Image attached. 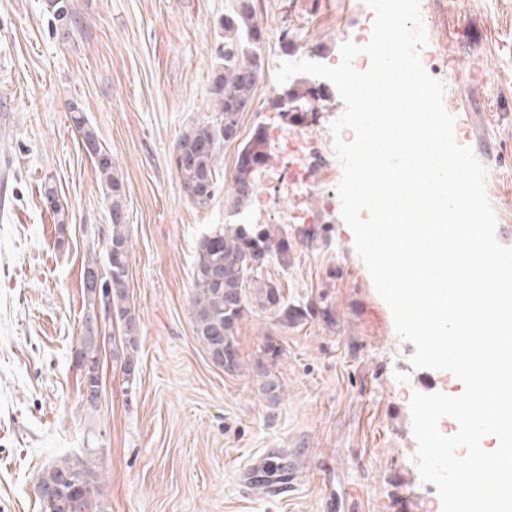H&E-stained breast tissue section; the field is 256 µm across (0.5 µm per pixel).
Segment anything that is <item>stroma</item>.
Masks as SVG:
<instances>
[{"label":"stroma","mask_w":512,"mask_h":512,"mask_svg":"<svg viewBox=\"0 0 512 512\" xmlns=\"http://www.w3.org/2000/svg\"><path fill=\"white\" fill-rule=\"evenodd\" d=\"M60 26L49 0H0V512H43L41 472L83 448L98 451L105 512H441L412 462L409 403L421 380L459 395L451 373L412 369L340 217L339 198L275 189L277 157L295 132L327 130L344 105L329 89L320 111L285 122L272 101L280 33L291 52L337 65L340 47L371 27L365 0H258L267 37L253 105L239 138L266 134L272 162L251 202L224 195L205 209L183 195L170 158L187 126L215 119L208 82L234 0H70ZM427 54L458 112L459 144L487 171L497 238L512 246V0H421ZM81 108L112 154L131 239L129 296L139 312L137 380L126 385L104 352L97 411L83 407L73 351L82 334L81 278L110 230L106 191L68 109ZM53 177L69 222L58 233L40 197ZM325 229L301 241L305 216ZM218 224H284L288 269L262 270L306 320L281 326L246 307L237 325L243 369L213 368L191 320L198 239ZM330 319H323L322 304ZM278 358L264 351L266 341ZM283 385L261 390L262 371ZM294 454L295 479L272 492L240 478L268 449Z\"/></svg>","instance_id":"1"}]
</instances>
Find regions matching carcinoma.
Instances as JSON below:
<instances>
[{
    "mask_svg": "<svg viewBox=\"0 0 512 512\" xmlns=\"http://www.w3.org/2000/svg\"><path fill=\"white\" fill-rule=\"evenodd\" d=\"M256 15V0H237L232 12L219 22L224 30V45L217 48L222 66L213 72L208 89L218 118L184 128L175 144L181 155L174 163L182 193L197 208L208 207L220 190L217 164L221 149L238 138L240 115L250 108L256 76L262 74L260 43L265 35ZM308 96L309 88L303 83L283 88L275 98L282 119L297 120L288 110V103L304 104ZM70 114L82 146H96L102 155L100 159L91 157V161L107 191L110 231L105 254L88 255L84 268L103 270L101 287L109 289L112 315L124 327L122 346L120 351H112V358L121 359L126 379L136 371L140 317L127 292L131 244L124 191L112 155L100 143L82 109L74 105ZM269 158L265 133L258 127L238 148L229 196L232 208L241 209L251 200L256 190L257 172ZM40 195L49 205L59 233H64L69 213L59 200L53 180L47 178L41 183ZM272 260L284 269L294 260V246L283 224H218L198 240L191 319L200 344L208 352L216 350L227 372L242 370L236 325L247 306L276 313L285 327L304 319L301 310L288 307L277 283L262 279V267ZM48 473L58 485L59 499H70V489L83 478L97 484L102 482L95 448L60 459L43 471L45 475Z\"/></svg>",
    "mask_w": 512,
    "mask_h": 512,
    "instance_id": "1",
    "label": "carcinoma"
}]
</instances>
